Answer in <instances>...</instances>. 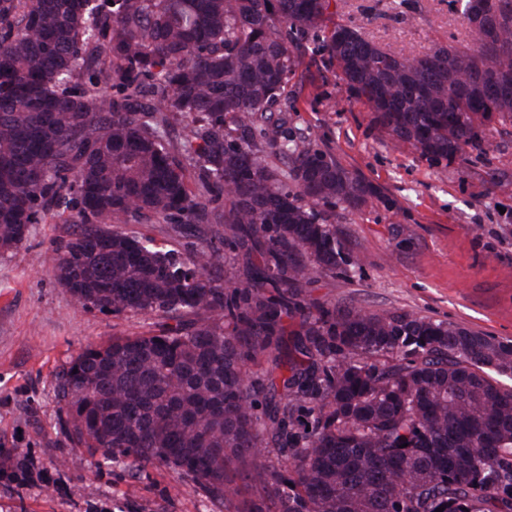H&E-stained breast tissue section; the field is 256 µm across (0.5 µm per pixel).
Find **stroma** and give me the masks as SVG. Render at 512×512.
I'll return each instance as SVG.
<instances>
[{
  "instance_id": "obj_1",
  "label": "stroma",
  "mask_w": 512,
  "mask_h": 512,
  "mask_svg": "<svg viewBox=\"0 0 512 512\" xmlns=\"http://www.w3.org/2000/svg\"><path fill=\"white\" fill-rule=\"evenodd\" d=\"M345 22L393 51L463 34L448 0H345L320 33ZM298 76L288 101L295 126L391 201L344 214L339 228L363 267L319 276L311 297L512 340V128L484 155L432 163L394 145L326 58L303 57ZM74 230L49 219L18 252L0 254V512H213L168 469L131 476L70 447L59 430L60 368L82 346L149 328L141 315L84 311L55 281L51 245Z\"/></svg>"
}]
</instances>
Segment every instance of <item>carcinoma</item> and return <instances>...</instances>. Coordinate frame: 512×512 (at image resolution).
Masks as SVG:
<instances>
[{
	"mask_svg": "<svg viewBox=\"0 0 512 512\" xmlns=\"http://www.w3.org/2000/svg\"><path fill=\"white\" fill-rule=\"evenodd\" d=\"M332 2L0 0V252L56 216L77 230L51 272L81 308L158 318L70 358L59 428L218 512H512V341L307 300L362 267L336 209L389 199L282 109L302 55H326L393 142L485 154L512 127V0H448L465 37L418 54L319 37ZM137 224H199L202 247Z\"/></svg>",
	"mask_w": 512,
	"mask_h": 512,
	"instance_id": "1",
	"label": "carcinoma"
}]
</instances>
